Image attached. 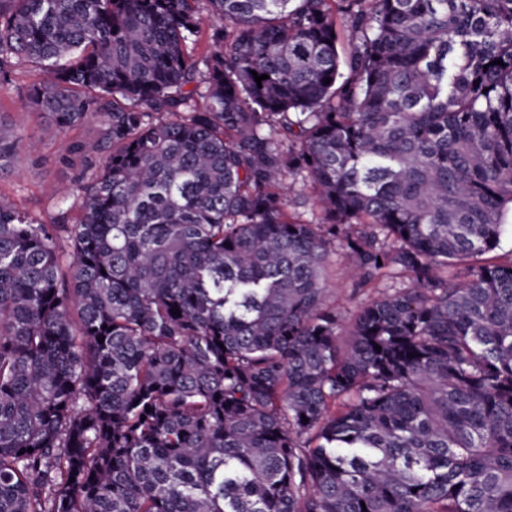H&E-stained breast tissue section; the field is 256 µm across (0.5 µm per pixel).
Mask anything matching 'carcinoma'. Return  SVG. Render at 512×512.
<instances>
[{
    "label": "carcinoma",
    "mask_w": 512,
    "mask_h": 512,
    "mask_svg": "<svg viewBox=\"0 0 512 512\" xmlns=\"http://www.w3.org/2000/svg\"><path fill=\"white\" fill-rule=\"evenodd\" d=\"M21 65L102 167L0 197V512H512V0H0ZM337 252L410 281L345 332ZM284 194L288 200L289 209L299 214L304 220L315 221L320 217V208L311 191L303 186L301 180L286 176ZM501 249L496 252L486 253V254H477L465 258L458 265V271L461 273L459 277L460 282H465L468 277L467 273L472 269L486 263L491 257H493L496 253H501L503 251H508L512 248V223L505 224L503 233L501 235L500 242Z\"/></svg>",
    "instance_id": "obj_1"
}]
</instances>
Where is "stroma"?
Segmentation results:
<instances>
[{"label": "stroma", "mask_w": 512, "mask_h": 512, "mask_svg": "<svg viewBox=\"0 0 512 512\" xmlns=\"http://www.w3.org/2000/svg\"><path fill=\"white\" fill-rule=\"evenodd\" d=\"M31 78V71L23 68L12 84L0 86V117L39 142L36 154L19 152L0 175V196L8 197L40 223L58 224L80 204L83 180L92 179L97 173L93 167L84 171L77 165H65L60 155L65 146L95 139L98 124L89 120L60 132L49 115L31 108L23 89ZM340 261V256H331L327 286L330 303L336 306L343 322L348 323L383 288H355L353 280L340 274Z\"/></svg>", "instance_id": "1"}]
</instances>
